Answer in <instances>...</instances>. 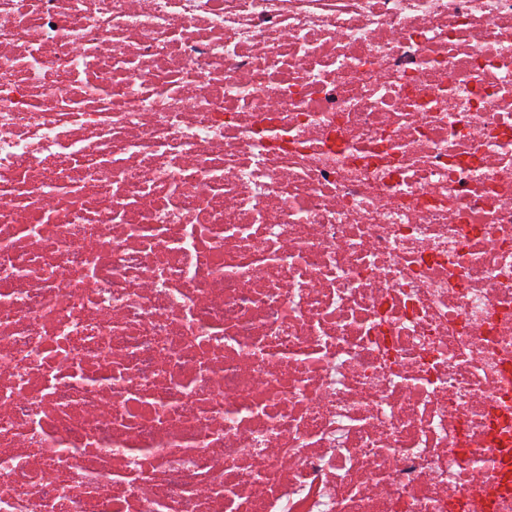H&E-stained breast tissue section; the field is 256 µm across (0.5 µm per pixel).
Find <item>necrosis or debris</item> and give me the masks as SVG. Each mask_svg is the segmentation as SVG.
Segmentation results:
<instances>
[{"label":"necrosis or debris","instance_id":"1","mask_svg":"<svg viewBox=\"0 0 512 512\" xmlns=\"http://www.w3.org/2000/svg\"><path fill=\"white\" fill-rule=\"evenodd\" d=\"M0 512H512V0H0Z\"/></svg>","mask_w":512,"mask_h":512}]
</instances>
